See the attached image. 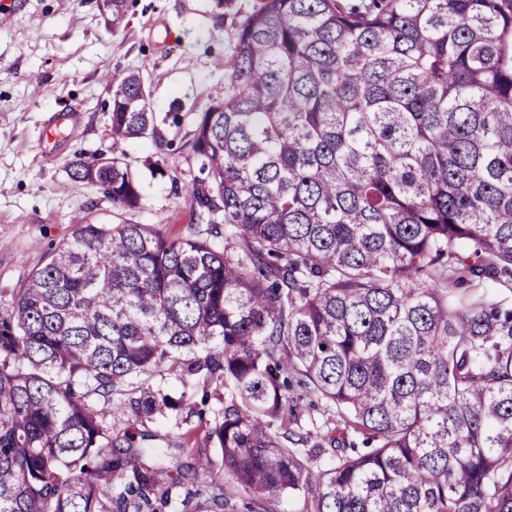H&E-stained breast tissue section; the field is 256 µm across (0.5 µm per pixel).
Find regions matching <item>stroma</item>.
I'll list each match as a JSON object with an SVG mask.
<instances>
[{
	"instance_id": "stroma-1",
	"label": "stroma",
	"mask_w": 512,
	"mask_h": 512,
	"mask_svg": "<svg viewBox=\"0 0 512 512\" xmlns=\"http://www.w3.org/2000/svg\"><path fill=\"white\" fill-rule=\"evenodd\" d=\"M261 0H128L119 29L109 28L98 0H0V311L11 293L80 224H153L168 237L194 222L182 186L200 177L191 149L194 115L228 85L237 33ZM142 73L153 112L182 114L161 128V141L126 143L140 176V203L114 207L99 187L73 180L79 153L110 145L111 77ZM71 116L67 138H47L59 113ZM162 160L164 174L149 162ZM224 406L220 389H195L183 412L137 425L140 447L163 452L165 468L184 478L173 491L187 512H210L213 496L247 512L252 494L228 473L212 478L201 459L206 434Z\"/></svg>"
}]
</instances>
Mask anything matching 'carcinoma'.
Returning <instances> with one entry per match:
<instances>
[{
  "label": "carcinoma",
  "mask_w": 512,
  "mask_h": 512,
  "mask_svg": "<svg viewBox=\"0 0 512 512\" xmlns=\"http://www.w3.org/2000/svg\"><path fill=\"white\" fill-rule=\"evenodd\" d=\"M228 79L206 228L79 224L0 312V512H166L179 480L109 421L182 412L163 371L224 388L207 440L262 512H512V305L458 297L512 289V0H264ZM111 138L70 175L134 208L139 72Z\"/></svg>",
  "instance_id": "cac0c4a2"
}]
</instances>
